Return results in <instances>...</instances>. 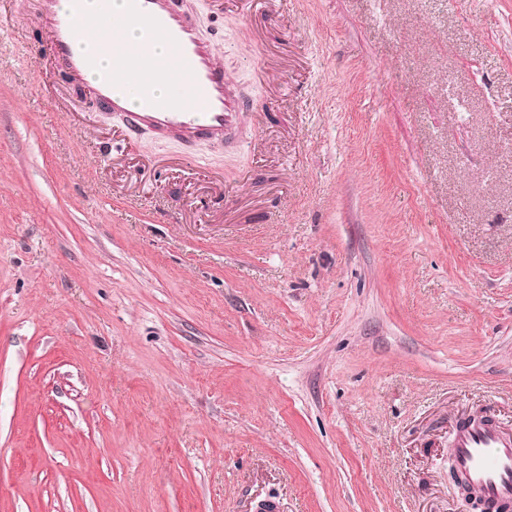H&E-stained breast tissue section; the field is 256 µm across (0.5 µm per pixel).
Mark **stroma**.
Instances as JSON below:
<instances>
[{
  "label": "stroma",
  "mask_w": 512,
  "mask_h": 512,
  "mask_svg": "<svg viewBox=\"0 0 512 512\" xmlns=\"http://www.w3.org/2000/svg\"><path fill=\"white\" fill-rule=\"evenodd\" d=\"M187 5L227 146L125 132L0 0V512H470L453 423L512 426V0Z\"/></svg>",
  "instance_id": "1"
}]
</instances>
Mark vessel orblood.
I'll use <instances>...</instances> for the list:
<instances>
[{"mask_svg":"<svg viewBox=\"0 0 512 512\" xmlns=\"http://www.w3.org/2000/svg\"><path fill=\"white\" fill-rule=\"evenodd\" d=\"M126 15L138 22L144 44L163 39L171 66L148 67L142 51L122 52L111 68H101L94 49L76 50V19L99 31L112 21L111 0H74L71 11L60 0H39L47 29L45 57L74 84L90 83L95 97L133 130L161 141L222 142L236 128L241 103L235 98L215 44L202 35L183 0H125ZM168 86L151 94L156 80ZM456 471L483 499L488 512H512V427L486 419L456 423L450 442Z\"/></svg>","mask_w":512,"mask_h":512,"instance_id":"obj_1","label":"vessel or blood"}]
</instances>
